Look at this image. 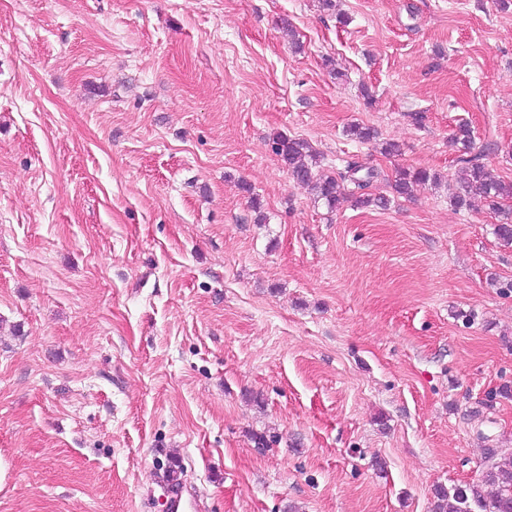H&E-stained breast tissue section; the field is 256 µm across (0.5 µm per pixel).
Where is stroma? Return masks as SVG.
Returning a JSON list of instances; mask_svg holds the SVG:
<instances>
[{
    "label": "stroma",
    "mask_w": 512,
    "mask_h": 512,
    "mask_svg": "<svg viewBox=\"0 0 512 512\" xmlns=\"http://www.w3.org/2000/svg\"><path fill=\"white\" fill-rule=\"evenodd\" d=\"M339 9L0 0V512H168L172 455L198 512H434L512 448V248L448 190L463 124L512 181V0ZM273 151L288 168L290 176L298 184L306 186L312 195L314 203H321L330 211L336 210L340 200L344 198V182L354 185V189L360 190L358 196L351 194L355 203L360 206H375L386 208L390 199L386 196H372L365 192L371 184L380 176V172L373 167H363L357 163H348L346 171L340 172L339 177L323 176L319 174V159L313 154L307 144L299 138H291L281 133L272 139ZM363 172V173H361ZM361 173V174H360ZM393 190L398 196L410 195L414 186L437 184L439 174L428 169L400 170L395 177Z\"/></svg>",
    "instance_id": "stroma-1"
}]
</instances>
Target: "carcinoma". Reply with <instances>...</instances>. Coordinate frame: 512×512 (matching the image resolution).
<instances>
[{"instance_id":"1","label":"carcinoma","mask_w":512,"mask_h":512,"mask_svg":"<svg viewBox=\"0 0 512 512\" xmlns=\"http://www.w3.org/2000/svg\"><path fill=\"white\" fill-rule=\"evenodd\" d=\"M273 151L288 168L290 176L310 191L315 203L323 204L330 211L336 210L344 198V183L349 182L360 190L354 197L360 206L385 208L390 199L386 196H373L367 189L380 176L373 167H363L349 163L346 171L339 176H323L318 171V158L307 144L299 138H291L281 133L272 139ZM457 146L458 162L462 163V190L464 194L454 197L458 206L471 205L478 199L490 210L502 217L494 225V235L504 247H512V211L503 208V202L512 199V182L499 179L472 153L470 130L459 127L453 137ZM439 174L428 169L401 170L396 175L393 190L399 196L411 194L420 184H436ZM184 469L180 462L172 459L164 471L167 486L180 484ZM437 512H512V450L503 449L490 459L482 462L477 481L458 485L452 489L439 487L435 490Z\"/></svg>"}]
</instances>
